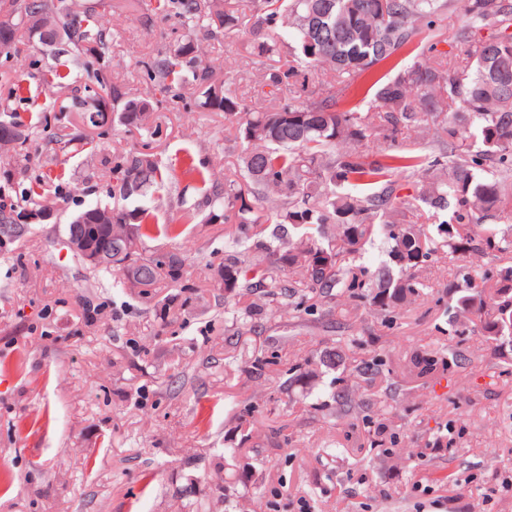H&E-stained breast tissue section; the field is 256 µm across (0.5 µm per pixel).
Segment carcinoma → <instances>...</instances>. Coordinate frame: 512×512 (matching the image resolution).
<instances>
[{"label": "carcinoma", "mask_w": 512, "mask_h": 512, "mask_svg": "<svg viewBox=\"0 0 512 512\" xmlns=\"http://www.w3.org/2000/svg\"><path fill=\"white\" fill-rule=\"evenodd\" d=\"M458 3L461 21L449 29L443 25L447 0H156L159 14L200 22L212 38L241 32L250 21L258 57L274 51L276 30L292 40L290 59L263 74L273 90L286 88L291 96L267 109L245 104L235 78L217 82L188 35L144 65L149 80L175 99L191 83L198 92L196 107L224 113L250 145L241 159L243 179L226 178L206 197L210 220L235 226V245L274 256L264 266L232 249L217 267L213 280L224 284V292L264 299L245 306L243 326L253 330L264 318H299L322 307L328 313L362 308L385 319L411 304L421 295L416 272L436 249L434 240L406 221L420 203L450 212L437 225L449 260L492 258L512 249V235L484 226L486 220L512 221V0ZM1 15L10 23L0 26V43L10 50L27 33L54 48L56 56L69 53L80 64L104 46L102 29L76 20L68 0H0ZM491 24L496 32L480 37ZM444 35L468 47V54L449 59L434 54L432 44L429 56L399 66L401 50ZM386 64L395 73L373 83V112L336 110L330 87L313 100L293 94L308 72L328 71L341 86ZM95 81L98 91L81 103L91 125L98 126L94 117L106 97L122 125L137 129L149 120L147 102L128 98L122 84L102 73ZM430 123L444 134L439 143L448 151L431 157L391 150ZM85 140L84 133H62L54 142L64 151ZM369 144L376 148L373 161L359 151ZM437 169L444 177L419 195L397 194L401 181L421 180ZM112 179V195L127 201L164 187L169 174L153 154L131 151L112 167ZM131 182L139 192L128 193ZM269 190L280 198L271 210L257 203ZM19 216L17 205L0 203L1 236L19 241L30 233ZM264 224L275 225L277 246L260 238ZM153 228L150 210L140 205L112 209V256L132 273L119 275L117 283L144 294L161 280L176 285L184 276L185 260L176 254L144 257L127 248L129 236L139 241ZM379 232L392 241L393 267L371 272L354 258ZM448 290L459 318L454 335H465L472 322L494 350H512V265L496 270L489 290L461 265ZM410 363L417 378H442L459 367L461 354L451 344L422 347ZM368 409L366 400L343 390L331 415L344 422Z\"/></svg>", "instance_id": "cac0c4a2"}]
</instances>
